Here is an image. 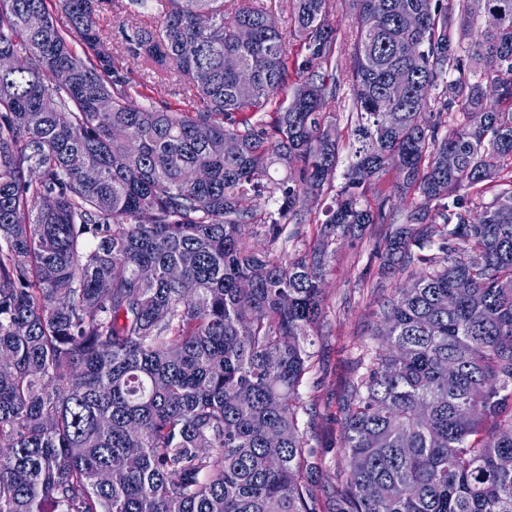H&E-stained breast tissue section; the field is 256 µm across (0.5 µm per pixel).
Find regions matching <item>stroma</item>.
<instances>
[{"label":"stroma","mask_w":512,"mask_h":512,"mask_svg":"<svg viewBox=\"0 0 512 512\" xmlns=\"http://www.w3.org/2000/svg\"><path fill=\"white\" fill-rule=\"evenodd\" d=\"M336 118L340 167H347L353 143L354 120L345 73L337 75L336 96L328 104ZM382 239L368 232L361 239L338 242L325 276V316L322 334L312 347L313 371L300 389L304 409L299 415L313 446L321 448L340 435L339 403L359 361L373 345L378 288L392 290L397 277H379L376 251Z\"/></svg>","instance_id":"35a3bbf8"}]
</instances>
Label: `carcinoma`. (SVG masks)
I'll return each mask as SVG.
<instances>
[{"instance_id":"carcinoma-1","label":"carcinoma","mask_w":512,"mask_h":512,"mask_svg":"<svg viewBox=\"0 0 512 512\" xmlns=\"http://www.w3.org/2000/svg\"><path fill=\"white\" fill-rule=\"evenodd\" d=\"M56 2L88 62L46 0H0V57L27 61L0 71V512H512V0H488L496 27L468 0H128L125 53L196 112L134 101L104 0ZM346 69L337 187L326 108ZM318 208L288 254L284 227ZM371 224L411 286L379 300L340 439L314 448L299 387L325 268ZM327 111L332 112L336 118V130L338 132L340 162L336 170V186L342 182V174L348 166L351 146L353 143V129L355 115L352 116L351 96L348 87V78L345 73H337L336 96L328 104Z\"/></svg>"}]
</instances>
